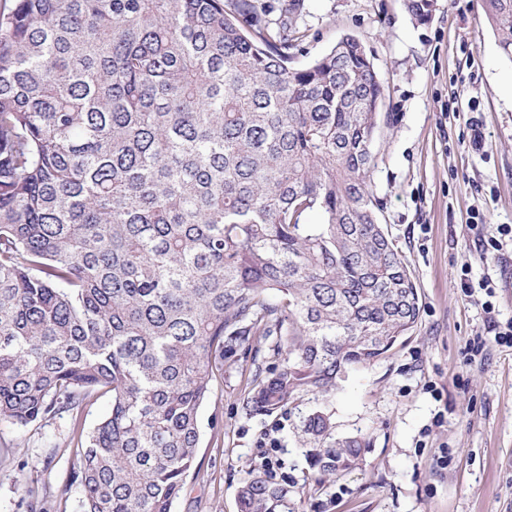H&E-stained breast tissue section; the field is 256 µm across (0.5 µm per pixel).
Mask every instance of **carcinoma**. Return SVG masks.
I'll return each instance as SVG.
<instances>
[{"mask_svg": "<svg viewBox=\"0 0 512 512\" xmlns=\"http://www.w3.org/2000/svg\"><path fill=\"white\" fill-rule=\"evenodd\" d=\"M428 22L437 0H405ZM512 62V0H480ZM256 0H0V419L109 413L79 436L83 512H171L214 369L257 336L282 367L248 414L385 357L422 298L369 174L383 81L362 41L288 67ZM318 210L320 224L305 223ZM323 476L362 462L316 411ZM240 512L288 505L245 480Z\"/></svg>", "mask_w": 512, "mask_h": 512, "instance_id": "carcinoma-1", "label": "carcinoma"}]
</instances>
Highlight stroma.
I'll return each mask as SVG.
<instances>
[{
    "mask_svg": "<svg viewBox=\"0 0 512 512\" xmlns=\"http://www.w3.org/2000/svg\"><path fill=\"white\" fill-rule=\"evenodd\" d=\"M346 34L383 78L370 173L378 215L420 288L417 327L392 353L350 370L335 390L247 414L258 372L280 365L275 337L225 360L199 411L196 464L172 512H239L243 481L287 487L293 512H512V347L491 321L512 320V62L479 0H437L425 24L404 0H304L290 65L307 66ZM484 146L473 149L474 130ZM498 237L499 249L475 244ZM470 278L476 290L460 287ZM491 279L493 295L478 283ZM30 426L0 420V512H81L76 431L108 413ZM322 411L339 437L368 443L359 468L320 479L303 419Z\"/></svg>",
    "mask_w": 512,
    "mask_h": 512,
    "instance_id": "obj_1",
    "label": "stroma"
}]
</instances>
